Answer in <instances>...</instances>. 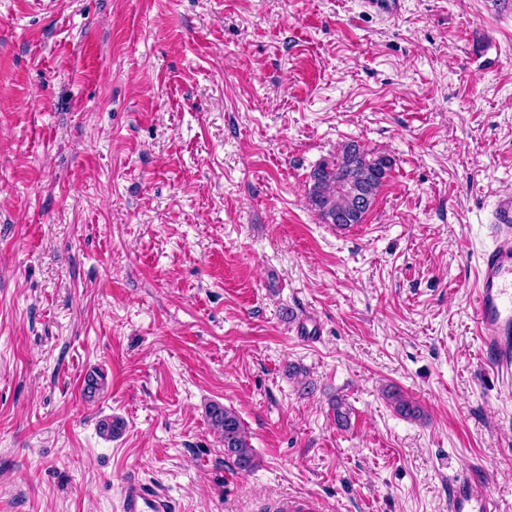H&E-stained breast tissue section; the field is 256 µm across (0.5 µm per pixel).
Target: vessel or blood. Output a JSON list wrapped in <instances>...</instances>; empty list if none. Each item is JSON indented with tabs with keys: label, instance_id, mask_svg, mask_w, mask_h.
<instances>
[{
	"label": "vessel or blood",
	"instance_id": "b4317fda",
	"mask_svg": "<svg viewBox=\"0 0 512 512\" xmlns=\"http://www.w3.org/2000/svg\"><path fill=\"white\" fill-rule=\"evenodd\" d=\"M473 316L485 369L504 385L512 384V199L502 200L492 226V244L481 255ZM122 512H175L168 496L138 479L123 487ZM448 512H502L498 499L481 490L471 474L451 485Z\"/></svg>",
	"mask_w": 512,
	"mask_h": 512
}]
</instances>
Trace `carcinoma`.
Instances as JSON below:
<instances>
[{"label": "carcinoma", "mask_w": 512, "mask_h": 512, "mask_svg": "<svg viewBox=\"0 0 512 512\" xmlns=\"http://www.w3.org/2000/svg\"><path fill=\"white\" fill-rule=\"evenodd\" d=\"M391 166L389 157L350 142L310 172L309 204L326 224L338 227L361 224L375 203ZM388 399L403 416L415 418L420 413L418 407L397 392L388 393ZM208 416L224 442V453L234 459L240 470L254 469L256 458L239 416L216 404L209 407Z\"/></svg>", "instance_id": "obj_1"}]
</instances>
